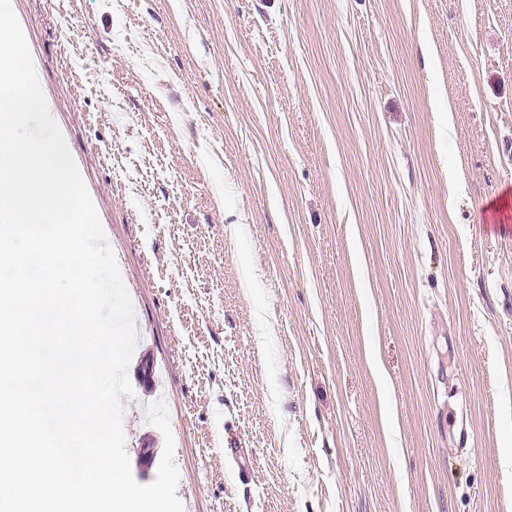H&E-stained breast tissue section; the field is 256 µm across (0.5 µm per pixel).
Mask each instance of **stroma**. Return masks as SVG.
Segmentation results:
<instances>
[{"mask_svg": "<svg viewBox=\"0 0 512 512\" xmlns=\"http://www.w3.org/2000/svg\"><path fill=\"white\" fill-rule=\"evenodd\" d=\"M14 4L132 301L133 478L154 358L184 512H512V0Z\"/></svg>", "mask_w": 512, "mask_h": 512, "instance_id": "35a3bbf8", "label": "stroma"}]
</instances>
